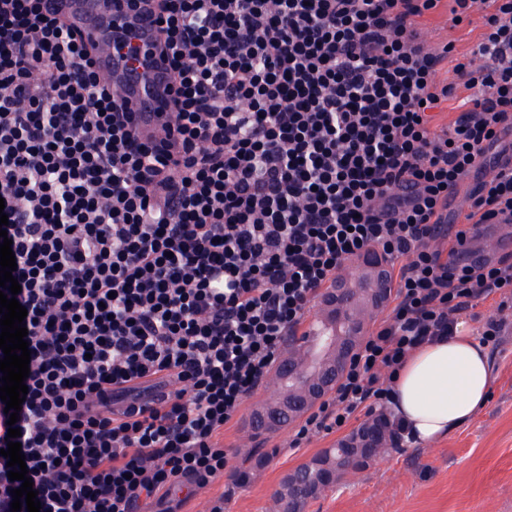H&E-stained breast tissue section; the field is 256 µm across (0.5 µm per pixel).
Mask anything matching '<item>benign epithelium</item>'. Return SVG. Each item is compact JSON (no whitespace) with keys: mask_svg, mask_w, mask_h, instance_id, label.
I'll return each instance as SVG.
<instances>
[{"mask_svg":"<svg viewBox=\"0 0 512 512\" xmlns=\"http://www.w3.org/2000/svg\"><path fill=\"white\" fill-rule=\"evenodd\" d=\"M336 288L328 289L324 298L328 301L330 326H336L339 317L360 297L373 300L387 288L386 266L376 253H368L357 259L356 265L339 277ZM361 337L330 336L321 350L308 364L301 367L290 358L280 361L279 371L285 381L293 383L305 377L298 390H284L275 402L258 412L266 427L276 431L280 420L299 418L324 400L340 383L343 373L353 359Z\"/></svg>","mask_w":512,"mask_h":512,"instance_id":"1","label":"benign epithelium"}]
</instances>
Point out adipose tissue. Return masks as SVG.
Listing matches in <instances>:
<instances>
[{"instance_id": "adipose-tissue-1", "label": "adipose tissue", "mask_w": 512, "mask_h": 512, "mask_svg": "<svg viewBox=\"0 0 512 512\" xmlns=\"http://www.w3.org/2000/svg\"><path fill=\"white\" fill-rule=\"evenodd\" d=\"M496 371L487 347L463 324L421 344L398 372L389 410L413 444L427 446L467 424L488 401Z\"/></svg>"}]
</instances>
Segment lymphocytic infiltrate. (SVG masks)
Masks as SVG:
<instances>
[{"instance_id": "f902f5d3", "label": "lymphocytic infiltrate", "mask_w": 512, "mask_h": 512, "mask_svg": "<svg viewBox=\"0 0 512 512\" xmlns=\"http://www.w3.org/2000/svg\"><path fill=\"white\" fill-rule=\"evenodd\" d=\"M43 2L0 0V201L31 350L16 426L40 512H179L176 491L223 476L225 425L319 292L373 250L393 313L291 445L361 408L402 441L387 404L410 352L475 300L512 308L511 261L458 259L473 228L512 223V0H112L156 15L173 76L149 138ZM442 8L479 23L469 56L429 41ZM500 313L481 343L499 347Z\"/></svg>"}]
</instances>
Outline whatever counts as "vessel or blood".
<instances>
[{
  "mask_svg": "<svg viewBox=\"0 0 512 512\" xmlns=\"http://www.w3.org/2000/svg\"><path fill=\"white\" fill-rule=\"evenodd\" d=\"M57 12L91 48L97 73L115 83L130 102L140 130L151 131L157 115L167 109L170 76L165 65L151 57L158 26L151 14H143L134 24L137 43L144 55L139 64L126 63L112 48V9L103 0H48Z\"/></svg>",
  "mask_w": 512,
  "mask_h": 512,
  "instance_id": "b4317fda",
  "label": "vessel or blood"
}]
</instances>
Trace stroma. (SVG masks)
<instances>
[{
    "label": "stroma",
    "instance_id": "35a3bbf8",
    "mask_svg": "<svg viewBox=\"0 0 512 512\" xmlns=\"http://www.w3.org/2000/svg\"><path fill=\"white\" fill-rule=\"evenodd\" d=\"M503 343L490 357L497 377L484 410L448 438L427 446L402 444L381 460L343 478L305 512H512V310ZM261 385L224 428L229 463L223 477L188 499L182 512H206L224 500V512H272L270 493L288 472L331 448L365 423L356 411L344 429L291 447L296 425L254 436L252 412L271 396Z\"/></svg>",
    "mask_w": 512,
    "mask_h": 512
}]
</instances>
